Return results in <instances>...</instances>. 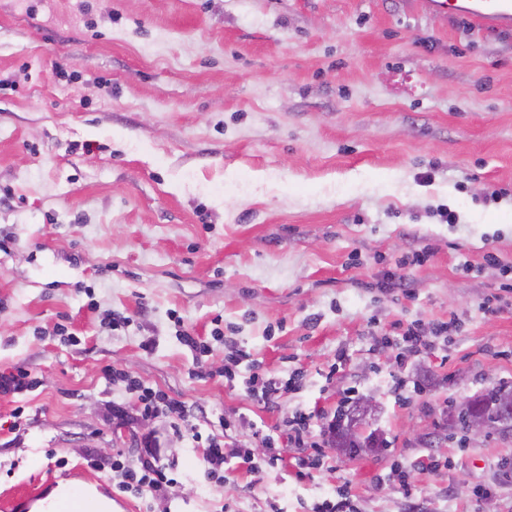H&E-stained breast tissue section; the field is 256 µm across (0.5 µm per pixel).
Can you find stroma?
<instances>
[{
    "label": "stroma",
    "instance_id": "35a3bbf8",
    "mask_svg": "<svg viewBox=\"0 0 512 512\" xmlns=\"http://www.w3.org/2000/svg\"><path fill=\"white\" fill-rule=\"evenodd\" d=\"M505 266L512 30L425 0H0V372L36 382L0 395V501L150 442L173 484H104L113 512H312L342 486L355 512H512V434L448 424L512 386ZM451 319L397 365V324ZM255 373L293 386L265 400ZM130 378L180 412L142 414ZM368 396L379 445L339 454ZM355 413L356 412L350 411L346 414H342V416L339 417V420L336 422V434H335L336 445H337V449L339 450L340 453L345 454L347 452V448H350L349 453L351 455L354 452L352 448H357L352 443V441L349 437L348 429L350 430V433L352 434V439L357 440V441L364 440V437H362L361 433L359 432V427L361 424L360 421L362 419H357V420L352 421L349 424V428H347L346 425H344L345 419L349 421V419H351V416L354 415ZM342 421H343V423H342Z\"/></svg>",
    "mask_w": 512,
    "mask_h": 512
}]
</instances>
